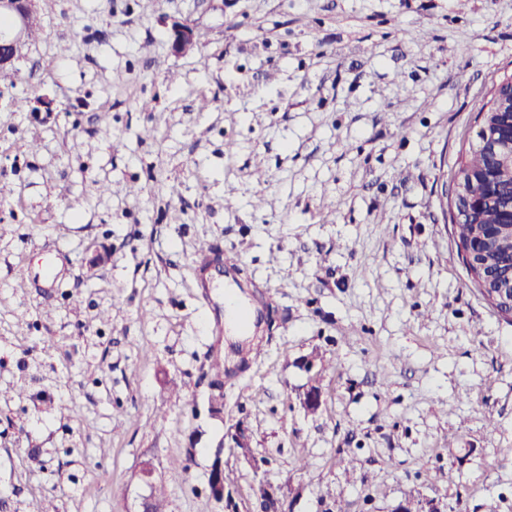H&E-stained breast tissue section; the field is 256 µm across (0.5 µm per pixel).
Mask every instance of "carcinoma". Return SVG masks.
I'll return each instance as SVG.
<instances>
[{
    "instance_id": "cac0c4a2",
    "label": "carcinoma",
    "mask_w": 512,
    "mask_h": 512,
    "mask_svg": "<svg viewBox=\"0 0 512 512\" xmlns=\"http://www.w3.org/2000/svg\"><path fill=\"white\" fill-rule=\"evenodd\" d=\"M506 107L490 122V139L507 143L512 140V124ZM499 181L500 191L488 198L491 182ZM453 181L461 183L465 197L483 205L465 211L464 219L454 224L458 249L473 283L482 298L504 318L512 312V237L504 227L512 208V179L503 175L501 164L486 147L477 146L461 155Z\"/></svg>"
}]
</instances>
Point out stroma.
<instances>
[{
	"label": "stroma",
	"mask_w": 512,
	"mask_h": 512,
	"mask_svg": "<svg viewBox=\"0 0 512 512\" xmlns=\"http://www.w3.org/2000/svg\"><path fill=\"white\" fill-rule=\"evenodd\" d=\"M38 10L42 39L0 83V512H136L146 462L167 512H225L217 458L239 512L261 483L288 512H512V322L476 293L445 206L512 75V0ZM177 23L197 47L172 50ZM203 242L274 300L218 410L224 290L195 270Z\"/></svg>",
	"instance_id": "1"
}]
</instances>
